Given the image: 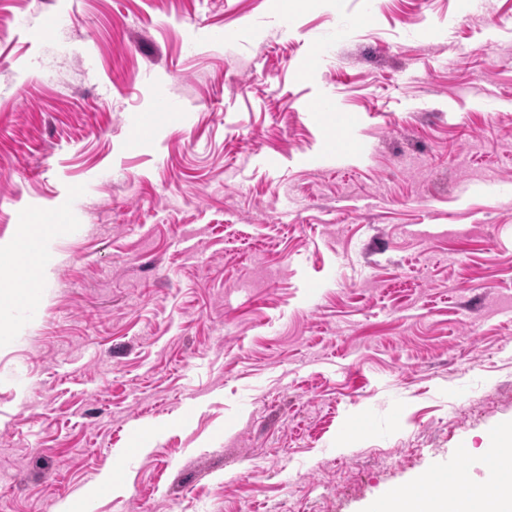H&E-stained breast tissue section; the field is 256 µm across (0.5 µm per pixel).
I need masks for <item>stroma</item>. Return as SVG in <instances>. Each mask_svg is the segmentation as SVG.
Listing matches in <instances>:
<instances>
[{
    "mask_svg": "<svg viewBox=\"0 0 512 512\" xmlns=\"http://www.w3.org/2000/svg\"><path fill=\"white\" fill-rule=\"evenodd\" d=\"M35 215L0 512H370L512 432V0H0Z\"/></svg>",
    "mask_w": 512,
    "mask_h": 512,
    "instance_id": "stroma-1",
    "label": "stroma"
}]
</instances>
